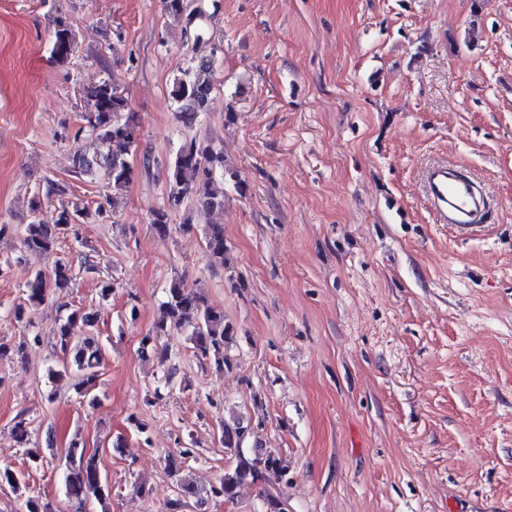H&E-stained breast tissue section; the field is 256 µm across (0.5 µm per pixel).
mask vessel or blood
Segmentation results:
<instances>
[{"label": "vessel or blood", "mask_w": 512, "mask_h": 512, "mask_svg": "<svg viewBox=\"0 0 512 512\" xmlns=\"http://www.w3.org/2000/svg\"><path fill=\"white\" fill-rule=\"evenodd\" d=\"M425 192L438 223L458 232L472 229L488 207V197L474 180L445 165L430 167L425 173Z\"/></svg>", "instance_id": "obj_1"}]
</instances>
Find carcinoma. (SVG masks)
Here are the masks:
<instances>
[{"label":"carcinoma","mask_w":512,"mask_h":512,"mask_svg":"<svg viewBox=\"0 0 512 512\" xmlns=\"http://www.w3.org/2000/svg\"><path fill=\"white\" fill-rule=\"evenodd\" d=\"M75 48L74 24L65 18H56L51 33V55L64 62ZM212 67L213 63L202 60L174 77L171 96L178 104L182 122L192 124L202 114L197 107V98H206L211 93ZM82 97L88 105V111L82 113V120L102 146L103 153L100 158L91 160L83 151H76L73 156L74 173L93 175L101 168L112 183V190L122 191L129 186L133 176L126 157L137 148L138 126L134 115L128 111L125 96L110 80L100 79L83 85ZM218 174L235 181L236 187L242 188L237 171L226 167L222 151L193 140L180 145L166 167L168 207L151 213L154 230L161 235L168 234L171 230L170 212L181 207L189 197L196 198L198 205L205 210L224 209V192L214 184ZM86 216L84 209L63 202L54 224L34 220L26 225L23 245L29 251L52 253L57 248L60 235ZM203 235L208 266L213 269L224 267L227 251L224 227L209 224ZM71 281V268L61 260L56 262L50 279L40 271L33 273L26 284L24 301L13 310L14 319L23 321L46 300L50 291L62 293L69 288ZM96 323L97 313L74 309L61 320L56 336V347L62 354V370L74 374V389L81 397L93 392L104 358L99 339L91 335ZM173 334L185 336L196 359L219 370L233 366L229 349L235 336L234 326L226 321L224 309L210 304L201 292L189 287L182 279H174L169 284L163 303V317L153 333L141 338V354H157L161 363H166L170 359L168 349H158L157 339ZM60 371L52 370L50 375L56 376ZM249 435V425L240 420L226 422L222 426L221 443L233 458V464L225 469L217 486L213 487L214 495L232 501L238 496L239 488L248 482L288 484V468L281 458L271 451L245 447ZM190 454L192 450L189 448L168 454L167 470L174 476L179 475ZM66 455L65 486L78 509H83L93 498L104 500L102 474L96 456L87 452L84 442L77 438L70 442ZM177 488L179 497L167 502L165 512H179L183 499L196 493L195 485L186 479H178ZM263 508L264 512H287L285 498L278 490L265 492Z\"/></svg>","instance_id":"obj_1"}]
</instances>
